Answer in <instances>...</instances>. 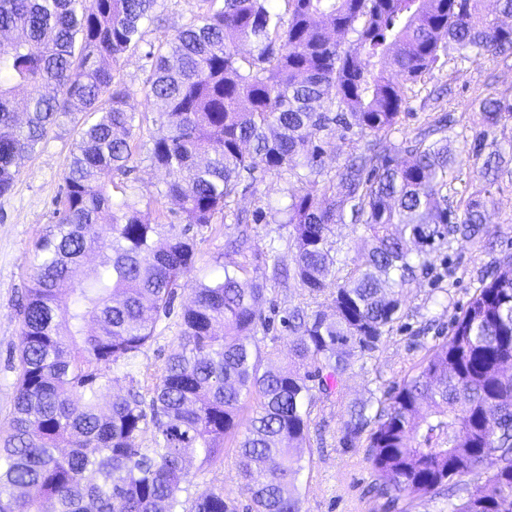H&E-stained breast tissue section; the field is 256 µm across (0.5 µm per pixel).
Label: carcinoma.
<instances>
[{
	"label": "carcinoma",
	"instance_id": "cac0c4a2",
	"mask_svg": "<svg viewBox=\"0 0 512 512\" xmlns=\"http://www.w3.org/2000/svg\"><path fill=\"white\" fill-rule=\"evenodd\" d=\"M200 0L158 47L143 130L116 65L154 24L158 0H0V195L60 119L85 114L64 174L56 224L37 244L20 309L18 382L0 440V512H179L186 459L210 463L236 444L252 512H301L300 444L310 383L342 396L354 352L370 353L399 319L402 292L432 252L485 233L492 188L512 174L497 131L512 95L476 98L482 130L448 136L437 113L411 145L388 139L414 93L449 60L512 54V0ZM251 43L244 54L240 46ZM368 138L323 177L321 137ZM147 138L169 176L175 220L150 219L114 181ZM476 178L457 191L460 156ZM288 175V205L257 223L293 226L292 278L331 312H288V366L254 340L265 284L237 271L193 289L179 349L145 388L127 370L154 335L195 255L190 231L212 223L256 172ZM336 224L365 228L364 256L336 277ZM99 262L84 269L88 246ZM314 370H309V367ZM512 254L480 279L448 338L433 346L376 413L348 407L342 443L367 435L377 489L394 500L448 493V512H512ZM124 379L128 390L100 397ZM257 410L243 418L245 401ZM153 424L155 447L135 440ZM492 461L476 484L463 477ZM189 512H236L224 489Z\"/></svg>",
	"mask_w": 512,
	"mask_h": 512
}]
</instances>
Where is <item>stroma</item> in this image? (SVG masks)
<instances>
[{"instance_id":"1","label":"stroma","mask_w":512,"mask_h":512,"mask_svg":"<svg viewBox=\"0 0 512 512\" xmlns=\"http://www.w3.org/2000/svg\"><path fill=\"white\" fill-rule=\"evenodd\" d=\"M198 11L199 0H164L161 22L147 26L139 49L118 62L137 115L150 120L157 116L155 106L146 98L150 69L144 57L146 50L188 23ZM446 83L455 90L450 104L455 130L475 133L480 129L473 108L476 95L488 86L512 94V56L494 63L453 62L435 72L428 84L416 86L401 116L400 130L391 135V142L405 146L428 118L424 98L429 89ZM80 128V122L63 119L37 151L21 161L11 192L0 196V426L6 424L13 407L19 309L36 257L35 246L57 221L56 202L63 195V174ZM165 181V172L154 167L143 150L135 156L133 169L124 179L129 198L154 215L169 214L176 208L175 202L165 195ZM288 188L287 176L264 175L240 189L230 208L250 214L259 207H285ZM494 199L495 204L487 214L489 239L455 241L448 254L455 267L450 274L445 271L446 254L434 252L431 267L416 272L406 286L401 318L384 334L378 349L354 353L344 376V401L313 392L311 428L301 452L302 512H448V501L443 496L396 501L377 496L373 490L377 476L367 459L365 444L344 447L340 442L341 427L347 402L363 401L370 409H377L384 393L411 373L431 347L447 338L453 316L466 305L482 275L503 254L512 253V184L503 183L495 191ZM239 231V225L220 214L213 224L194 230V264L176 290L170 313L156 317L154 336L134 361L133 370L138 377L161 375L168 356L180 342L181 314L192 299L195 284L223 275L228 266H241L244 278L258 281L273 266L293 267L291 225L249 224L250 246L240 253L232 248ZM310 303L307 293L297 284H269L260 304L266 323L257 327L255 336L262 350L277 352L278 364L288 362L289 333L281 324L282 318L293 308ZM186 467L190 482L180 494L184 504H191L198 493L214 485L223 487L225 496L235 502L237 512H250V498L237 477L234 441H225L224 455L215 464L206 466L191 458Z\"/></svg>"}]
</instances>
